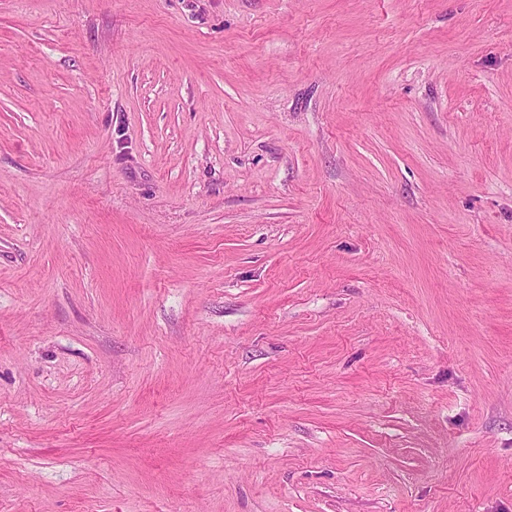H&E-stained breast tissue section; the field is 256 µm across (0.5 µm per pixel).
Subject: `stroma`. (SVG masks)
I'll return each mask as SVG.
<instances>
[{
  "label": "stroma",
  "mask_w": 512,
  "mask_h": 512,
  "mask_svg": "<svg viewBox=\"0 0 512 512\" xmlns=\"http://www.w3.org/2000/svg\"><path fill=\"white\" fill-rule=\"evenodd\" d=\"M0 512H512V0H0Z\"/></svg>",
  "instance_id": "stroma-1"
}]
</instances>
